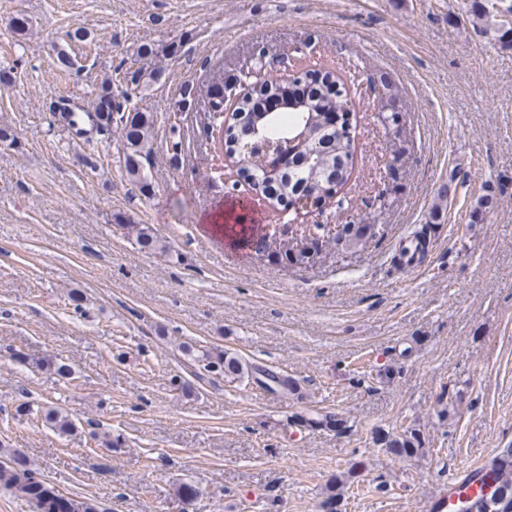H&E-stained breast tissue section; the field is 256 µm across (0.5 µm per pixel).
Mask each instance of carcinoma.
<instances>
[{"mask_svg":"<svg viewBox=\"0 0 512 512\" xmlns=\"http://www.w3.org/2000/svg\"><path fill=\"white\" fill-rule=\"evenodd\" d=\"M507 15L512 16V0L471 2L472 24L512 49V26H506L503 20ZM177 52V48L170 46L160 50L154 45H141L136 52L139 66L126 73V85L135 90L145 87L162 72L157 59L174 56ZM303 71L301 79L285 81L272 76L269 81L248 90L229 119L220 143L238 173L251 180L253 189L277 203H296L309 195L338 196L353 171L354 137L351 136L346 84L341 76L323 66L308 65ZM271 96L281 97L280 111L257 112L252 109L253 99ZM116 99L118 96L112 90V82H103L93 107L95 122L103 127L113 124L120 131L128 180L145 190L149 184L144 170L153 153V113L135 109L127 112L126 119L116 123L114 109L109 107V103ZM259 130L264 137L274 141L286 138L291 131L306 136V139L301 146L257 168L252 163V155ZM118 223L134 237L140 250L146 253L167 251L150 226L126 224L122 219ZM370 234V224H346L336 234V244L344 249L355 248ZM186 353L207 372L220 371L227 376L240 377L251 370L239 356L218 347L198 349L188 345ZM15 359L24 365L50 370L62 378L72 374L70 365L53 358H30L18 352ZM38 413L45 423L62 434L75 430L71 415L60 407L44 405ZM0 486L25 501L32 512H98L96 503L62 493L18 456L10 465H0Z\"/></svg>","mask_w":512,"mask_h":512,"instance_id":"obj_1","label":"carcinoma"}]
</instances>
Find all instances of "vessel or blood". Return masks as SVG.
Listing matches in <instances>:
<instances>
[{
    "mask_svg": "<svg viewBox=\"0 0 512 512\" xmlns=\"http://www.w3.org/2000/svg\"><path fill=\"white\" fill-rule=\"evenodd\" d=\"M512 470V457L496 452L482 462L452 471L435 503L437 512H469L476 505L512 494L503 472Z\"/></svg>",
    "mask_w": 512,
    "mask_h": 512,
    "instance_id": "b4317fda",
    "label": "vessel or blood"
}]
</instances>
